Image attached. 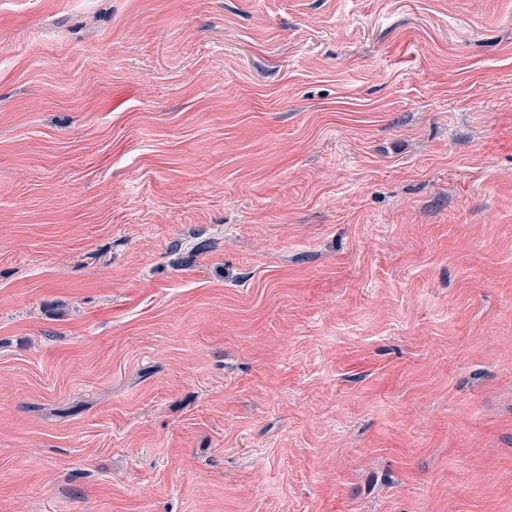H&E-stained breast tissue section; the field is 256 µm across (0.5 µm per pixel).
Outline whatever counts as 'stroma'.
I'll return each mask as SVG.
<instances>
[{
  "label": "stroma",
  "mask_w": 512,
  "mask_h": 512,
  "mask_svg": "<svg viewBox=\"0 0 512 512\" xmlns=\"http://www.w3.org/2000/svg\"><path fill=\"white\" fill-rule=\"evenodd\" d=\"M0 512H512V0H0Z\"/></svg>",
  "instance_id": "35a3bbf8"
}]
</instances>
